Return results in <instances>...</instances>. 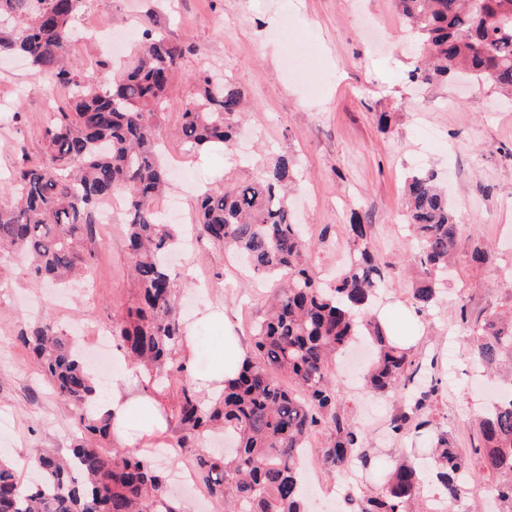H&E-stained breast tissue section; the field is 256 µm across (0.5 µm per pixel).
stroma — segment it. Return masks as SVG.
Wrapping results in <instances>:
<instances>
[{"label": "stroma", "instance_id": "35a3bbf8", "mask_svg": "<svg viewBox=\"0 0 512 512\" xmlns=\"http://www.w3.org/2000/svg\"><path fill=\"white\" fill-rule=\"evenodd\" d=\"M77 22L136 34L160 30L195 47L178 61L163 120L165 159L175 173L170 197L180 204L181 231L191 242L177 259L185 305L192 315L211 305L220 311L218 320L187 324L198 338L193 371L209 369L225 334L249 346L275 289L199 238L196 192L245 172L244 153L266 161L287 153L299 163L297 214L312 242L313 269L332 278L348 262L347 225L356 218L370 225L372 250L399 269L373 311L394 333H412L421 362L417 385L440 382L428 417L473 455L480 443L474 417L492 381L470 351L456 297L466 295L473 320L512 312V103H499L486 85L411 82V36L394 0H85ZM204 68L230 78L253 105L240 149L193 151L178 134L180 110ZM44 89L22 58L0 60L1 176L43 157L50 118ZM415 166L447 181L459 224L457 272L443 300L422 312L412 299L421 277L417 246L402 217L404 182ZM478 241L490 247L489 263L470 262ZM83 248L92 260L71 288L40 285L17 256L0 287V448L16 458L37 448L63 451L82 437L75 409L51 391L19 345L20 332L37 322L76 331L91 355L97 345H112L113 323L136 301L123 221L98 225ZM334 378L341 408L364 429L374 458L357 472L361 490L380 488L386 461L427 456L423 435L396 438L388 431L402 400L364 394L343 363ZM346 485L316 465L312 512H343Z\"/></svg>", "mask_w": 512, "mask_h": 512}]
</instances>
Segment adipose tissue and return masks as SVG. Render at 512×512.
Returning a JSON list of instances; mask_svg holds the SVG:
<instances>
[{"mask_svg": "<svg viewBox=\"0 0 512 512\" xmlns=\"http://www.w3.org/2000/svg\"><path fill=\"white\" fill-rule=\"evenodd\" d=\"M90 405L94 414L111 416L112 431L124 442L137 436L143 443H150L160 435L164 425L155 397L148 394L128 396L121 383L114 380L95 391Z\"/></svg>", "mask_w": 512, "mask_h": 512, "instance_id": "ef3b65f1", "label": "adipose tissue"}]
</instances>
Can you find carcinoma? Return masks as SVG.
I'll list each match as a JSON object with an SVG mask.
<instances>
[{"instance_id":"obj_1","label":"carcinoma","mask_w":512,"mask_h":512,"mask_svg":"<svg viewBox=\"0 0 512 512\" xmlns=\"http://www.w3.org/2000/svg\"><path fill=\"white\" fill-rule=\"evenodd\" d=\"M84 0H0V54L16 53L48 89L61 87L67 104L43 129L44 160L22 167L0 193V270L14 252L31 260L35 276L60 284L89 257L81 249L102 209L123 202L131 271L139 299L113 325L118 347L139 361L153 382L177 378L178 432L174 448H193L192 469L224 512H307L305 462L318 456L343 475L354 461H372L364 435L340 410L341 389L332 383L336 358L365 335L373 357L362 385L373 394L401 395L419 371L413 348L391 335L369 313L373 297L395 266L372 251L370 225L348 228L352 261L326 288L308 263L309 245L295 222L289 192L297 181L295 160L278 156L254 176L205 188L197 199L201 235L244 257L261 278H280L270 314L257 323L252 348L237 377L211 403L203 402L192 374L176 355L186 343L177 306V279L169 256L178 235L164 221L160 199L168 186L162 163L160 120L170 107L169 86L183 47L145 30L132 64L112 79L93 81L76 71L67 47ZM397 10L423 45L411 77L424 83L458 73L512 96V0H395ZM246 110L243 91L224 76L203 71L196 100L181 109L179 134L193 150L231 146ZM406 220L420 248L422 278L413 299L422 311L434 305L455 265L458 224L448 195L431 170L417 169L405 184ZM476 360L490 373L512 364V323L496 317L470 327ZM43 378L79 412L88 438L65 455L42 448L33 457L38 479L24 487L15 462L0 458V512H179L159 471L140 449L103 451L112 435L109 415L95 416L87 403L94 377L75 338L40 323L22 333ZM436 387L410 401L411 411L390 419L400 436L421 429V416ZM224 426L234 452L215 456L198 449L201 434ZM323 432L321 446L311 438ZM482 469L495 475L491 491L500 512H512V393L486 407L479 421ZM432 461L410 459L388 469L373 495L348 493L346 512H410L419 489L432 479L448 506L467 498L475 469L442 430L430 438Z\"/></svg>"}]
</instances>
